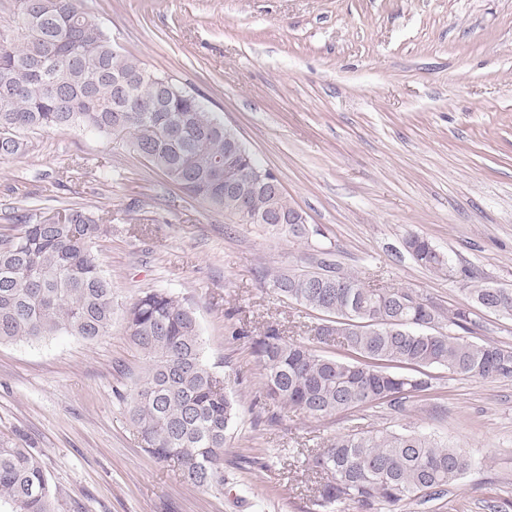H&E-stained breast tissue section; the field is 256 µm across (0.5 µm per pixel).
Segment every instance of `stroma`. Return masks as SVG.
<instances>
[{"instance_id": "stroma-1", "label": "stroma", "mask_w": 512, "mask_h": 512, "mask_svg": "<svg viewBox=\"0 0 512 512\" xmlns=\"http://www.w3.org/2000/svg\"><path fill=\"white\" fill-rule=\"evenodd\" d=\"M94 13L116 45L217 113L315 234L235 223L118 137L36 135L28 155L0 163V235L24 214L112 213L96 245L118 305L109 335L0 344V436L38 454L61 512H322L308 451L373 429L471 459L447 495L400 512H512V378L433 367L429 388L398 405L288 418L261 398L250 341L270 326L311 341L316 313L267 276L321 246L367 282L414 289L440 312L438 331L466 307L469 340L512 348V318L469 292L512 287V0H94ZM414 235L447 257L443 271L406 251ZM149 290L190 303L206 361L241 377L223 491L185 483L128 418L146 363L122 308Z\"/></svg>"}]
</instances>
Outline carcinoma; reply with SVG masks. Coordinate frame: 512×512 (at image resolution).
<instances>
[{"label":"carcinoma","instance_id":"obj_1","mask_svg":"<svg viewBox=\"0 0 512 512\" xmlns=\"http://www.w3.org/2000/svg\"><path fill=\"white\" fill-rule=\"evenodd\" d=\"M15 15L38 36L0 27V160L29 151L25 133L79 128L119 134L130 149L162 171L189 197L228 216L224 169L260 166L247 148L232 150L224 122L171 78L150 71L135 55L118 50L101 24L86 23L88 0H14ZM257 212L284 218L296 212L285 192H253ZM112 219L83 207L51 219H29L20 233L0 238V344L77 336L93 342L112 327V283L100 268L95 244ZM421 266L441 271L444 256L424 237L404 242ZM270 287L322 318L310 332L356 355L345 361L321 356L304 342L269 328L251 339L262 363L265 397L306 418L399 403L427 382L391 367L448 372L492 381L512 377V350L465 339L466 308L448 310L459 335L432 331L435 307L411 288H373L321 249L273 274ZM474 301L512 318V289L478 284ZM129 337L147 361L130 387L128 414L147 451L177 464L188 484L224 489V448L237 421V405L224 377L212 371L193 307L165 291H149L125 308ZM370 321L373 330H358ZM326 475L318 506L326 512L353 504L363 512H397L407 499L445 494L470 467L459 448L415 431L374 430L334 436L307 458ZM10 512H59L58 498L31 449L0 439V502Z\"/></svg>","mask_w":512,"mask_h":512}]
</instances>
